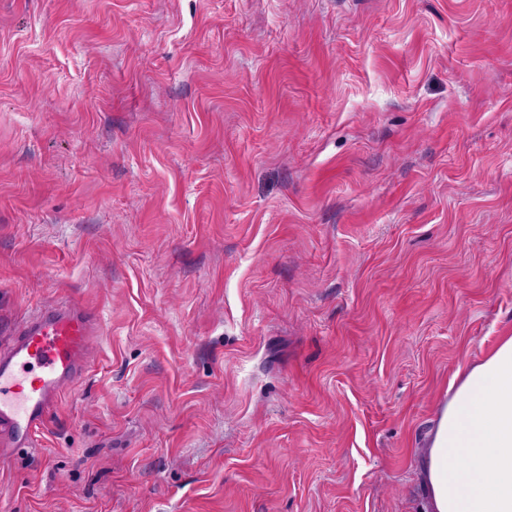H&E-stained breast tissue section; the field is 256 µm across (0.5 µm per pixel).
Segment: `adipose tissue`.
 <instances>
[{"mask_svg":"<svg viewBox=\"0 0 512 512\" xmlns=\"http://www.w3.org/2000/svg\"><path fill=\"white\" fill-rule=\"evenodd\" d=\"M425 480L433 512H512V336L450 385Z\"/></svg>","mask_w":512,"mask_h":512,"instance_id":"ef3b65f1","label":"adipose tissue"}]
</instances>
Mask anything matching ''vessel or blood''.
I'll return each mask as SVG.
<instances>
[{
    "label": "vessel or blood",
    "instance_id": "1",
    "mask_svg": "<svg viewBox=\"0 0 512 512\" xmlns=\"http://www.w3.org/2000/svg\"><path fill=\"white\" fill-rule=\"evenodd\" d=\"M95 328L90 312L65 299L39 309L0 346V460L29 447L63 389L84 376Z\"/></svg>",
    "mask_w": 512,
    "mask_h": 512
}]
</instances>
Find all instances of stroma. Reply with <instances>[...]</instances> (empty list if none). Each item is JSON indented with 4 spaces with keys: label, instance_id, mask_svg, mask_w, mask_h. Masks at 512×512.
<instances>
[{
    "label": "stroma",
    "instance_id": "stroma-1",
    "mask_svg": "<svg viewBox=\"0 0 512 512\" xmlns=\"http://www.w3.org/2000/svg\"><path fill=\"white\" fill-rule=\"evenodd\" d=\"M58 298L0 512H425L512 335V0H0V343ZM96 322L72 300L54 302L33 314L0 347V460L28 448L63 389L87 370Z\"/></svg>",
    "mask_w": 512,
    "mask_h": 512
}]
</instances>
